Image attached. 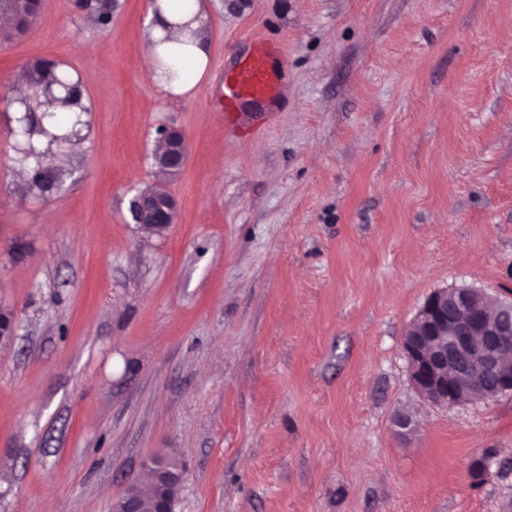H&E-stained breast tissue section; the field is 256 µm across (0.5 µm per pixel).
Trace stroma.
Segmentation results:
<instances>
[{
	"instance_id": "stroma-1",
	"label": "stroma",
	"mask_w": 512,
	"mask_h": 512,
	"mask_svg": "<svg viewBox=\"0 0 512 512\" xmlns=\"http://www.w3.org/2000/svg\"><path fill=\"white\" fill-rule=\"evenodd\" d=\"M150 2L99 28L44 0L0 46V512H111L164 451L174 512H512V393L430 402L402 349L434 290L512 297V0H208L185 101L144 66ZM259 39L276 88L226 107ZM40 58L92 77L49 196L4 103ZM162 128L188 159L147 235ZM151 197H155L154 191L139 189L131 198L129 211L135 216V224L143 231L151 234H160L175 223L178 205L176 200L168 193L167 206L158 210L153 207Z\"/></svg>"
}]
</instances>
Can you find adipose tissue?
<instances>
[{"label": "adipose tissue", "mask_w": 512, "mask_h": 512, "mask_svg": "<svg viewBox=\"0 0 512 512\" xmlns=\"http://www.w3.org/2000/svg\"><path fill=\"white\" fill-rule=\"evenodd\" d=\"M208 23L207 0H152L143 34L146 65L164 97L191 99L208 75Z\"/></svg>", "instance_id": "ef3b65f1"}]
</instances>
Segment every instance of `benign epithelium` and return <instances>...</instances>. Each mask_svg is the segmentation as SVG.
<instances>
[{"instance_id":"obj_1","label":"benign epithelium","mask_w":512,"mask_h":512,"mask_svg":"<svg viewBox=\"0 0 512 512\" xmlns=\"http://www.w3.org/2000/svg\"><path fill=\"white\" fill-rule=\"evenodd\" d=\"M161 147L154 154L157 173H177L184 167L188 147L175 130L160 131ZM148 189L131 198L129 211L143 231L160 234L175 223L178 205L153 207ZM413 387L426 400L455 404L485 402L499 393L512 392V299L492 297L472 288L439 289L425 301L410 322L402 342ZM157 496L152 512H173L169 497L180 490L182 480L169 482L158 458L146 463ZM134 482L121 496L124 508L113 512H143L133 490Z\"/></svg>"}]
</instances>
